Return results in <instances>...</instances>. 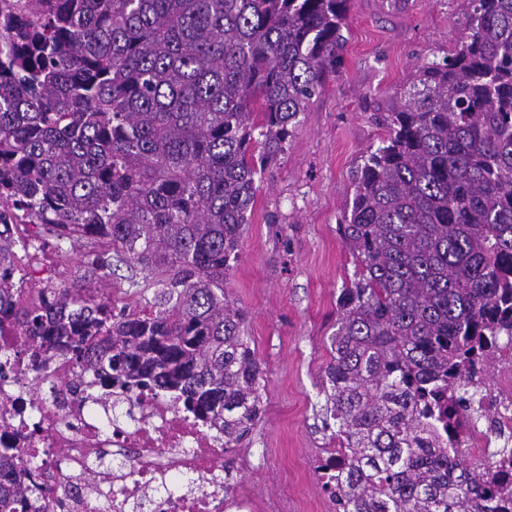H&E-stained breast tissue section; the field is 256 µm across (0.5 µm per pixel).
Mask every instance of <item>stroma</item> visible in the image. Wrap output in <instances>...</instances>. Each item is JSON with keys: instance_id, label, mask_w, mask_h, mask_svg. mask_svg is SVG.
I'll return each mask as SVG.
<instances>
[{"instance_id": "stroma-1", "label": "stroma", "mask_w": 512, "mask_h": 512, "mask_svg": "<svg viewBox=\"0 0 512 512\" xmlns=\"http://www.w3.org/2000/svg\"><path fill=\"white\" fill-rule=\"evenodd\" d=\"M464 26L455 0H421L410 17L380 12L376 0H352L342 65L263 176L224 281L264 370L262 413L244 445L252 482L264 495L288 491L304 512L329 505L316 460L330 437L320 407L336 298L355 272L337 231L352 172L385 136L384 118L416 64L446 57Z\"/></svg>"}]
</instances>
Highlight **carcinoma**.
<instances>
[{
	"instance_id": "obj_1",
	"label": "carcinoma",
	"mask_w": 512,
	"mask_h": 512,
	"mask_svg": "<svg viewBox=\"0 0 512 512\" xmlns=\"http://www.w3.org/2000/svg\"><path fill=\"white\" fill-rule=\"evenodd\" d=\"M351 0H26L0 12V323L102 387H147L238 448L263 369L224 292L258 182L341 64ZM416 65L338 229L325 427L338 512H493L452 453L512 325V0ZM75 246L81 274L33 277ZM142 272L120 300L112 274ZM334 423H329V420ZM30 487H0L14 512Z\"/></svg>"
}]
</instances>
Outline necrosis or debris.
Returning <instances> with one entry per match:
<instances>
[{
  "label": "necrosis or debris",
  "mask_w": 512,
  "mask_h": 512,
  "mask_svg": "<svg viewBox=\"0 0 512 512\" xmlns=\"http://www.w3.org/2000/svg\"><path fill=\"white\" fill-rule=\"evenodd\" d=\"M0 350L10 352L0 369V446L39 464L48 512H292L287 495L259 496L253 487L224 490V433L171 401L142 391L111 399L92 387L70 392L75 370L55 358L33 367L17 329H0ZM496 383L486 384L468 407L470 422L459 455L493 465L506 479L498 512H512V337L498 351ZM120 456L112 471L87 478L100 455ZM194 482L168 491L172 475Z\"/></svg>",
  "instance_id": "obj_1"
}]
</instances>
